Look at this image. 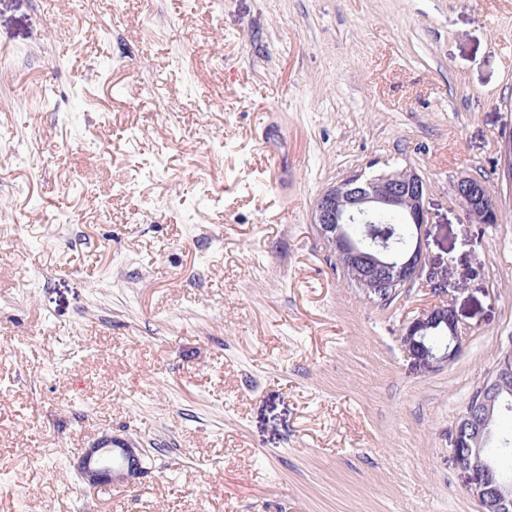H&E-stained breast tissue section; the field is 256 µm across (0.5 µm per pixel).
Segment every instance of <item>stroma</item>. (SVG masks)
<instances>
[{"label": "stroma", "instance_id": "obj_1", "mask_svg": "<svg viewBox=\"0 0 512 512\" xmlns=\"http://www.w3.org/2000/svg\"><path fill=\"white\" fill-rule=\"evenodd\" d=\"M509 133L512 0H0V512H480L451 448L512 346ZM388 164L457 285L431 372L401 336L440 296L368 301L312 222ZM105 433L147 471L93 490ZM453 196L473 223L496 224L500 222V208L488 197L483 181L472 176H462L453 184Z\"/></svg>", "mask_w": 512, "mask_h": 512}]
</instances>
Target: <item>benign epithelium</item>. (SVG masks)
I'll return each mask as SVG.
<instances>
[{
  "instance_id": "1",
  "label": "benign epithelium",
  "mask_w": 512,
  "mask_h": 512,
  "mask_svg": "<svg viewBox=\"0 0 512 512\" xmlns=\"http://www.w3.org/2000/svg\"><path fill=\"white\" fill-rule=\"evenodd\" d=\"M499 161L502 177L512 187V136L502 138ZM427 189L426 180L406 167L371 176L356 172L317 199L313 224L344 275L361 287L367 299L394 296L417 281L441 294L452 287L448 275L430 264L423 252L421 229L428 223L424 206ZM453 196L473 223H500V208L488 197L483 181L462 176L453 184ZM383 211L402 215L411 227L409 240L396 254L373 230L360 235L353 232L354 225L367 224L369 217ZM462 341V329L450 302L423 310L408 323L402 336L407 353L428 371L452 361ZM511 383L509 348L455 422L452 455L458 469L471 474L470 493L481 512H512V482L504 479L487 458V449L498 437L494 413L502 408V392ZM77 470L93 489L131 483L146 473L144 450L129 439L105 433L84 450Z\"/></svg>"
}]
</instances>
